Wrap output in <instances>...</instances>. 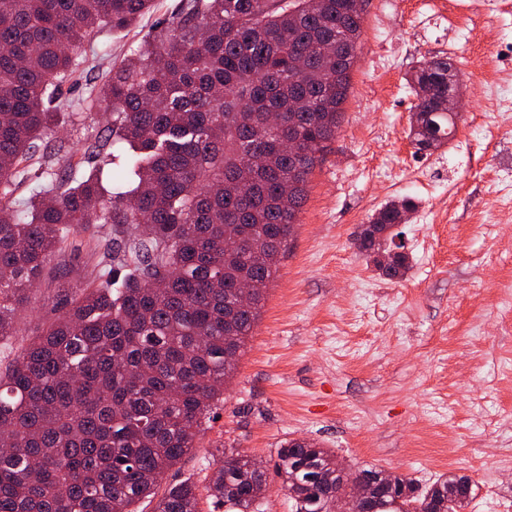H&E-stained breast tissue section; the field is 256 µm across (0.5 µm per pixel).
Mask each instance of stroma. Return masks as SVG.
<instances>
[{
    "instance_id": "1",
    "label": "stroma",
    "mask_w": 512,
    "mask_h": 512,
    "mask_svg": "<svg viewBox=\"0 0 512 512\" xmlns=\"http://www.w3.org/2000/svg\"><path fill=\"white\" fill-rule=\"evenodd\" d=\"M177 0H156L136 26L102 37L64 97L77 103L137 50ZM435 0H400L377 17L365 0L362 46L336 140L312 171L299 222L265 292L259 317L196 448L167 471L160 491L202 482L224 447L271 467L288 439L331 449L348 471L376 468L427 487L469 479L463 512H512V109L465 81L451 143L416 153L407 136L419 61L455 60L461 72L512 67V48L484 56L512 15L463 37ZM415 198L402 225L406 278L389 280L355 246L382 204ZM107 228L93 224L54 259L13 320L34 334L55 315L59 289L81 287Z\"/></svg>"
}]
</instances>
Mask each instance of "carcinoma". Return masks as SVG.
<instances>
[{
	"label": "carcinoma",
	"instance_id": "obj_1",
	"mask_svg": "<svg viewBox=\"0 0 512 512\" xmlns=\"http://www.w3.org/2000/svg\"><path fill=\"white\" fill-rule=\"evenodd\" d=\"M154 0H0V344L52 260L89 224L108 227L82 288L0 372V512H138L196 443L224 396L306 200L336 140L363 33L351 0H179L143 46L57 104L105 28L126 30ZM455 64L425 59L408 79V138L431 155L458 113ZM106 109L74 148L53 139ZM298 141L294 155L281 148ZM129 147L134 183L100 165ZM66 156L67 166H56ZM412 197L362 225L357 249L404 278L395 244ZM388 256L382 262L379 257ZM292 512H336V455L307 440L277 450ZM372 512H461L468 478L428 487L370 470ZM224 512H260L266 472L239 452L207 478ZM157 512H202L196 482L169 485Z\"/></svg>",
	"mask_w": 512,
	"mask_h": 512
}]
</instances>
